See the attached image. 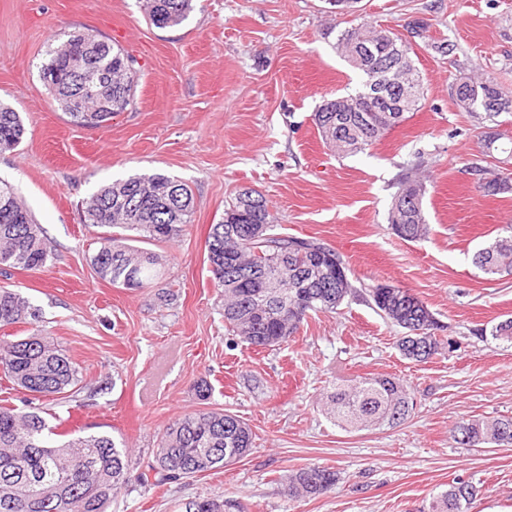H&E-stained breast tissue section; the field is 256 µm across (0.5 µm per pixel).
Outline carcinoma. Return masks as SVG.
<instances>
[{
  "mask_svg": "<svg viewBox=\"0 0 512 512\" xmlns=\"http://www.w3.org/2000/svg\"><path fill=\"white\" fill-rule=\"evenodd\" d=\"M146 14L158 28L185 21L194 0H145ZM395 43L384 29L358 23L339 31L335 49L346 60L362 57L354 70L361 77L345 102L326 99L314 113V124L325 143L339 156L359 153L387 132L386 111L396 110L400 121L419 110L422 79L414 62L403 65L413 82L392 100L375 96L379 70L392 60ZM76 57L96 84L101 111L115 117L131 104L137 80L133 58L123 49L84 31H72L50 44L39 70L40 80L58 85L54 100L72 121L87 126L94 112H81L75 99L76 79L66 74L67 61ZM456 105L465 112H484L490 118L512 113V91L489 76L461 77L451 87ZM25 129L20 114L0 104V152L15 149ZM478 187L489 195L512 193V172L473 166ZM426 184L404 177L393 195L387 221L406 241L426 236ZM84 223L120 228L122 234L99 238L90 263L102 280L119 288L143 290L160 277L157 258L136 243L178 238L191 222L193 197L184 184L160 173H143L115 181L82 201ZM267 202L255 189L239 190L211 225L207 239L209 272L224 289V325L254 349L279 346L295 335L307 317L334 312L353 291L347 267L331 247L313 239L278 235ZM505 235L476 252L474 263L486 276L512 274V225ZM49 259L41 225L18 200L10 184L0 181V266L38 272ZM377 311L402 328L403 356L422 362L441 349L434 313L402 288L376 287L369 291ZM36 310L21 292L0 288V328L30 324ZM0 370L11 383L34 399L71 391L79 382L70 358L46 336L0 337ZM327 414L345 428L394 426L411 416L414 400L408 385L396 376L363 377L341 384L326 397ZM49 414L33 399L26 408L0 406V512H108L112 496L132 481L127 451L105 435L49 440ZM512 417L468 419L452 432L464 431L476 446H512L502 439ZM253 432L239 416L226 411L186 414L161 433L154 461L137 480L164 486L203 475L243 458L252 448ZM339 472L307 466L288 475L290 497H311L330 490ZM478 489L460 481L433 496L428 512H467ZM232 501L206 498L189 503L187 512H226Z\"/></svg>",
  "mask_w": 512,
  "mask_h": 512,
  "instance_id": "1",
  "label": "carcinoma"
}]
</instances>
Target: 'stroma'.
<instances>
[{
    "instance_id": "1",
    "label": "stroma",
    "mask_w": 512,
    "mask_h": 512,
    "mask_svg": "<svg viewBox=\"0 0 512 512\" xmlns=\"http://www.w3.org/2000/svg\"><path fill=\"white\" fill-rule=\"evenodd\" d=\"M362 19L396 30L429 20L414 62L423 76L418 111L366 150L337 156L312 115L323 99L355 88L333 49L346 17L324 0H195L188 18L158 28L143 0H0V102L26 128L0 152V180L41 224L43 271L0 274L39 318L14 336L50 337L71 358L79 384L42 405L74 436L107 435L128 448L132 474L154 459L160 432L199 410H226L252 428L243 459L156 488L131 482L112 512H186L203 498L238 500L244 512H423L461 480L480 487L469 512H512V447L464 448L459 421L512 417V343L493 339L512 318V276L490 281L475 252L512 224V193L492 196L469 169L512 170L485 153L488 133L512 138V114L464 112L451 85L482 73L512 90V0H361ZM84 30L127 51L138 80L131 104L99 128L74 124L51 99L39 66L53 38ZM456 46L455 65L430 42ZM158 171L187 185L186 232L150 244L162 267L152 287L101 280L90 257L101 228L84 223L82 200L113 181ZM424 179L428 234L396 236L387 211L400 178ZM259 190L281 233L334 248L352 295L309 318L270 349L241 343L224 326V296L206 262L211 224L236 191ZM387 284L434 313L446 343L424 362L397 347L401 328L372 306ZM396 375L416 404L404 422L345 429L324 410L337 381ZM211 386L207 399L193 389ZM338 470L332 490L290 498L283 479L311 465Z\"/></svg>"
}]
</instances>
